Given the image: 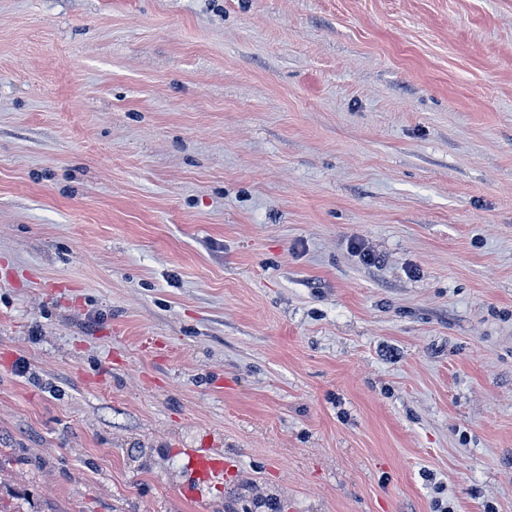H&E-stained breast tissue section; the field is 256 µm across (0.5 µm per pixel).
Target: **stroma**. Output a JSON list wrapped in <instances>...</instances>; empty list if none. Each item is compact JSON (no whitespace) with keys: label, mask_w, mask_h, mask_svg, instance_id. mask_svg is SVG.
Wrapping results in <instances>:
<instances>
[{"label":"stroma","mask_w":512,"mask_h":512,"mask_svg":"<svg viewBox=\"0 0 512 512\" xmlns=\"http://www.w3.org/2000/svg\"><path fill=\"white\" fill-rule=\"evenodd\" d=\"M440 504L512 512V0H0V512ZM192 469L195 472L196 479L205 482L219 477L224 473V469L229 471L231 466L222 456L209 450L196 451L190 454Z\"/></svg>","instance_id":"35a3bbf8"}]
</instances>
